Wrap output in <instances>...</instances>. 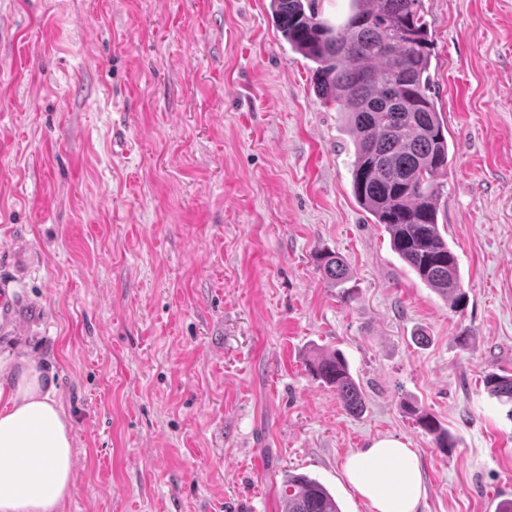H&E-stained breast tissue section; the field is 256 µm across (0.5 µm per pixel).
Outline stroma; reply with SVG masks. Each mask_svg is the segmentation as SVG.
Segmentation results:
<instances>
[{"instance_id":"1","label":"stroma","mask_w":512,"mask_h":512,"mask_svg":"<svg viewBox=\"0 0 512 512\" xmlns=\"http://www.w3.org/2000/svg\"><path fill=\"white\" fill-rule=\"evenodd\" d=\"M268 5L0 0V355L54 375L64 512H283L291 473L371 512L343 464L385 437L420 459L418 512H497L512 410L483 379L512 372V0H423L460 313L356 203L346 119ZM319 351L345 357L361 415L310 374ZM320 267L325 278L336 286H343L352 279V272L347 263L335 254L324 255ZM405 409L416 416V420L420 427L429 434L435 435V441L438 448H453V444L449 439L448 431L441 430L437 420L428 413L417 410L414 406L403 403Z\"/></svg>"}]
</instances>
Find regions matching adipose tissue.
Listing matches in <instances>:
<instances>
[{"instance_id": "adipose-tissue-1", "label": "adipose tissue", "mask_w": 512, "mask_h": 512, "mask_svg": "<svg viewBox=\"0 0 512 512\" xmlns=\"http://www.w3.org/2000/svg\"><path fill=\"white\" fill-rule=\"evenodd\" d=\"M73 466L52 377L32 360L0 361V512H62ZM344 474L372 512H417L420 462L399 440L381 438L352 454Z\"/></svg>"}]
</instances>
